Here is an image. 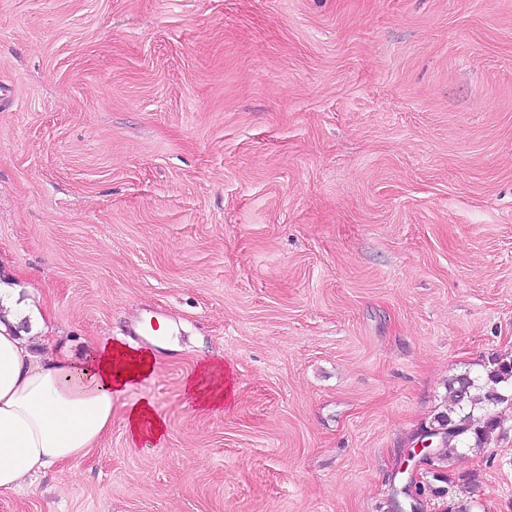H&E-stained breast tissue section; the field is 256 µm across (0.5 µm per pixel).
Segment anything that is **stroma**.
I'll return each mask as SVG.
<instances>
[{
  "instance_id": "1",
  "label": "stroma",
  "mask_w": 512,
  "mask_h": 512,
  "mask_svg": "<svg viewBox=\"0 0 512 512\" xmlns=\"http://www.w3.org/2000/svg\"><path fill=\"white\" fill-rule=\"evenodd\" d=\"M0 95L37 349L156 355L0 512H390L449 378L512 356V0H0ZM211 357L236 397L202 412ZM418 474L512 512V410ZM221 361L201 364L184 383V390L195 407L203 412L224 408L231 387ZM125 427L131 446H138L147 440L155 442L166 433V424L155 413L153 402L141 398L132 402L127 410Z\"/></svg>"
}]
</instances>
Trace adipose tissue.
Wrapping results in <instances>:
<instances>
[{
    "mask_svg": "<svg viewBox=\"0 0 512 512\" xmlns=\"http://www.w3.org/2000/svg\"><path fill=\"white\" fill-rule=\"evenodd\" d=\"M42 327L31 299L0 287V493L49 466L84 457L111 429L114 397L154 369L151 350L117 340L78 358L36 351ZM184 390L200 411L223 408L231 392L223 363L201 364ZM125 427L134 447L166 433L147 398L129 405Z\"/></svg>",
    "mask_w": 512,
    "mask_h": 512,
    "instance_id": "ef3b65f1",
    "label": "adipose tissue"
}]
</instances>
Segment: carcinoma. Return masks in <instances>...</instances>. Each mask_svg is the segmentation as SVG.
I'll use <instances>...</instances> for the list:
<instances>
[{
  "label": "carcinoma",
  "mask_w": 512,
  "mask_h": 512,
  "mask_svg": "<svg viewBox=\"0 0 512 512\" xmlns=\"http://www.w3.org/2000/svg\"><path fill=\"white\" fill-rule=\"evenodd\" d=\"M450 401L423 430L433 434L437 460L454 462L466 448L488 445L500 426L497 408L512 407V358L494 356L484 371L468 372L448 379Z\"/></svg>",
  "instance_id": "obj_1"
}]
</instances>
